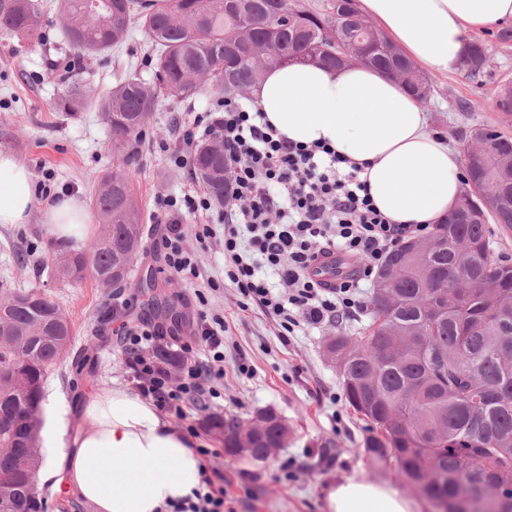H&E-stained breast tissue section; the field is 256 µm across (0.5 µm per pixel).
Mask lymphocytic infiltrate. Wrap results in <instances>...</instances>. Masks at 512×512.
<instances>
[{
    "label": "lymphocytic infiltrate",
    "instance_id": "f902f5d3",
    "mask_svg": "<svg viewBox=\"0 0 512 512\" xmlns=\"http://www.w3.org/2000/svg\"><path fill=\"white\" fill-rule=\"evenodd\" d=\"M201 134L220 140L232 171L224 208L209 218L212 203L199 191L158 198L166 220L165 265L178 277H198L196 255L184 245L182 212L206 214L196 238L221 237L225 287L238 295L241 310L273 320L281 342L362 311V281L404 240L422 231L418 224L389 223L373 205L359 163L324 144L306 146L279 137L263 113L248 111L239 101H221L183 127L176 165H188ZM332 253L357 260L358 266L329 284L317 280L311 266ZM226 332L223 316L206 311L190 336L172 341L145 321L122 325L129 378L159 410L186 418L188 403L221 395ZM163 512L234 509L205 473L191 495L167 503Z\"/></svg>",
    "mask_w": 512,
    "mask_h": 512
}]
</instances>
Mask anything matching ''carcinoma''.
Here are the masks:
<instances>
[{
    "instance_id": "obj_1",
    "label": "carcinoma",
    "mask_w": 512,
    "mask_h": 512,
    "mask_svg": "<svg viewBox=\"0 0 512 512\" xmlns=\"http://www.w3.org/2000/svg\"><path fill=\"white\" fill-rule=\"evenodd\" d=\"M65 41L75 59L120 47L137 24L151 48L153 76L137 72L117 79L100 97L69 83L56 107L64 112L94 109L111 133L117 165L103 175L92 202L102 228L87 248L49 244L51 270L61 281H100L143 246L140 211L133 192L136 164L153 112L164 101H222L250 88L269 68L294 58L343 66L325 31L355 32L358 13L346 0L310 7L300 0H57ZM40 0H0V32L19 39L36 35ZM365 60L396 73L424 103L432 82L395 46L380 36ZM488 48L475 43L466 66L481 71ZM491 164L496 189L512 206V138L494 135ZM192 174L212 201L224 205V160L197 146ZM434 249L394 250L384 267L396 271L395 288L372 294L371 324L357 338L338 335L336 354L345 398L367 422L365 456L392 469L402 484L423 496L433 512H512L491 499L467 500L479 486L491 496L512 487V263L490 249V229L465 216L452 217L432 232ZM158 282L147 274L137 283L153 294ZM448 318L436 319L438 305ZM0 366L21 371L26 384L0 390V512H41L43 503L28 476L26 438L41 429L44 383L69 352L72 328L66 313L45 294L23 288L3 292L0 307ZM274 425L258 446L226 456L265 460V449L281 444Z\"/></svg>"
}]
</instances>
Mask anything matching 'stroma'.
Here are the masks:
<instances>
[{
	"instance_id": "1",
	"label": "stroma",
	"mask_w": 512,
	"mask_h": 512,
	"mask_svg": "<svg viewBox=\"0 0 512 512\" xmlns=\"http://www.w3.org/2000/svg\"><path fill=\"white\" fill-rule=\"evenodd\" d=\"M39 32L42 42L32 47L0 32V150L10 152L30 170L36 201L73 196L87 205L100 178L112 168L109 129L100 113L55 109L61 76L51 62L65 57L68 50L55 11H42ZM478 39L489 48L488 67L476 76L462 70L433 77L434 94L426 106L432 129L461 149L467 144L465 129L472 124L490 125L512 136V115L496 106L501 86L512 83V42L498 41L493 31L479 34ZM132 66L143 77H151L146 36L138 27L121 48L84 57L71 78L101 95L116 75ZM208 107L203 101L154 113L153 135L145 144L133 183L142 221L150 229L137 270L153 271L165 284L168 302L162 314H155L135 285L104 288L91 278L70 284L41 270L50 242L41 210H33L28 223L0 225V290L36 289L54 300L72 325L68 357L49 372L45 396L74 408L91 391L115 383L129 385L125 353L115 333L120 322L148 320L186 334L202 307L193 299L199 289L208 300L207 311L223 314L228 326L224 395L206 405L195 404L189 421L176 419L172 425L180 431L189 424L195 427L202 446L210 450L204 465L223 472V488L235 512H324L327 485L353 476L398 486L394 471L368 463L365 424L349 407L337 364L328 352L335 334L363 335L370 324L368 313L282 343L269 320L240 309L233 290L208 289L207 278L223 277L224 251L215 243H198L191 229L197 218L191 214L182 218L188 227L184 244L196 253L201 276L190 284L165 271L158 247L162 227L156 218V200L199 187L190 169L172 160L180 146L174 129L193 122ZM243 359L252 364L254 376L238 373ZM264 410L275 411L286 421L287 443L266 461L244 457L227 463L224 433L206 427L204 417L232 416L246 422Z\"/></svg>"
}]
</instances>
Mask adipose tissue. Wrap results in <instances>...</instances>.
Wrapping results in <instances>:
<instances>
[{"mask_svg": "<svg viewBox=\"0 0 512 512\" xmlns=\"http://www.w3.org/2000/svg\"><path fill=\"white\" fill-rule=\"evenodd\" d=\"M359 2L403 55L441 76L462 68L477 34L512 23V0ZM248 108L263 112L289 141L323 143L364 164L370 197L391 223L438 224L462 193L460 152L431 130L426 110L395 78L371 64L269 69L251 88ZM34 206L29 170L0 151V224L27 223ZM43 219L60 241L77 243L90 232V215L72 196L46 205ZM45 439L42 475L75 489L96 512H158L200 481L197 441L120 385L90 394L73 425L49 421ZM324 505L326 512L417 508L391 486L363 477L330 484Z\"/></svg>", "mask_w": 512, "mask_h": 512, "instance_id": "1", "label": "adipose tissue"}]
</instances>
